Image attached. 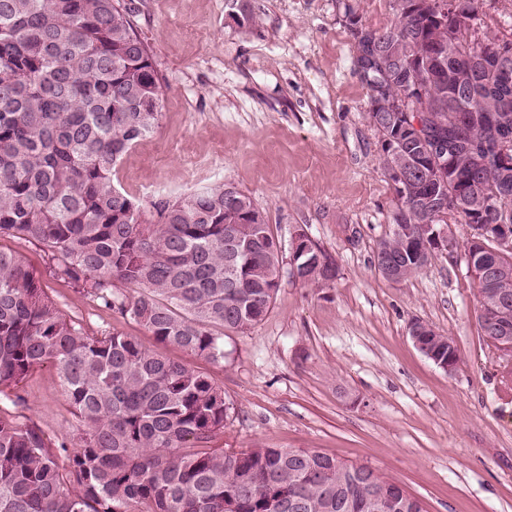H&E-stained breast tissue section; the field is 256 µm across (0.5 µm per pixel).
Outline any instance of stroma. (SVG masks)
<instances>
[{
    "label": "stroma",
    "instance_id": "35a3bbf8",
    "mask_svg": "<svg viewBox=\"0 0 512 512\" xmlns=\"http://www.w3.org/2000/svg\"><path fill=\"white\" fill-rule=\"evenodd\" d=\"M128 3L166 89L158 128L124 156L115 185L139 201L234 185L283 252L301 228L338 266L324 286L283 279L261 323L227 333L223 363L166 347L232 405L214 447L315 448L380 469L424 512H512V392L478 327L465 225L454 227L456 247L405 282L374 266L395 199L339 0H250L252 26L225 0ZM44 285L88 330L107 324L157 349L136 322ZM417 320L454 338V371L414 347ZM18 391L49 435L73 423L52 367Z\"/></svg>",
    "mask_w": 512,
    "mask_h": 512
}]
</instances>
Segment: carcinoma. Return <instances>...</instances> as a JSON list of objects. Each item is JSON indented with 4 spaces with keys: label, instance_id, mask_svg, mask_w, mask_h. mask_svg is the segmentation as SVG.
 <instances>
[{
    "label": "carcinoma",
    "instance_id": "1",
    "mask_svg": "<svg viewBox=\"0 0 512 512\" xmlns=\"http://www.w3.org/2000/svg\"><path fill=\"white\" fill-rule=\"evenodd\" d=\"M452 0H390L391 22L362 24L344 4L345 26L370 102L417 84L408 109L423 136L396 147L423 165L413 182L390 184L393 231L443 224L419 206L438 176L428 149H448V175L467 184L481 211L455 224H512V176L498 166L512 144V71L474 69L509 35L459 25ZM237 21L255 23L248 0H227ZM123 0H0V238L42 248L46 273L97 309L130 318L162 346L224 362V332L259 324L279 286L282 251L252 198L227 185L144 206L113 182L122 156L154 131L163 84L149 45ZM463 70L472 80L461 82ZM483 167L472 171L471 159ZM235 224V240L224 225ZM242 271L224 287V265ZM405 279L423 266L401 253ZM139 289L138 294L128 292ZM433 355L457 360L452 337H426ZM59 376L76 423L56 441L24 414L0 415V512H337L336 491L361 503L366 486L312 448L227 452L207 448L230 403L204 371L175 361L109 326L87 332L43 280L0 247V397L38 366Z\"/></svg>",
    "mask_w": 512,
    "mask_h": 512
}]
</instances>
